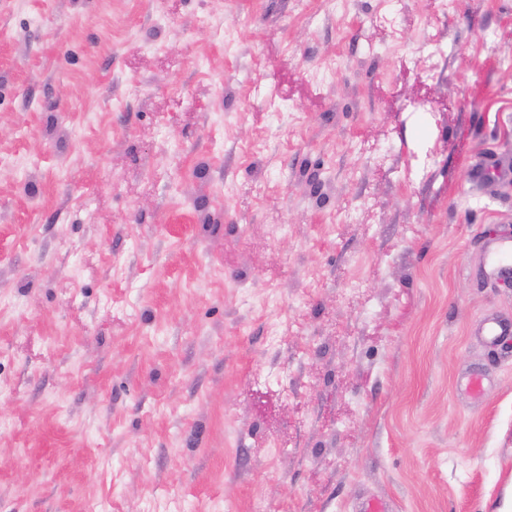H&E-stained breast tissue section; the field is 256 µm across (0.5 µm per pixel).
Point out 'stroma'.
<instances>
[{"mask_svg":"<svg viewBox=\"0 0 512 512\" xmlns=\"http://www.w3.org/2000/svg\"><path fill=\"white\" fill-rule=\"evenodd\" d=\"M490 151L512 0H0V512H504ZM496 177L503 182L512 180V168L504 163L496 153H489L470 171V181L474 185H482ZM483 331L487 342L492 346L512 343V321L488 319L484 323Z\"/></svg>","mask_w":512,"mask_h":512,"instance_id":"obj_1","label":"stroma"}]
</instances>
